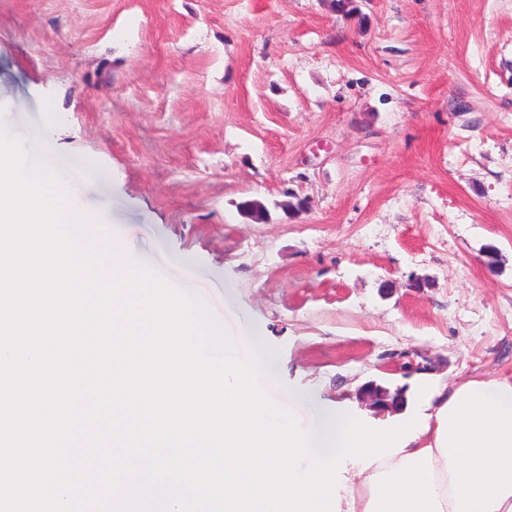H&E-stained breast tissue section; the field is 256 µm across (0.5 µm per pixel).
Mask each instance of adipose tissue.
Masks as SVG:
<instances>
[{
    "label": "adipose tissue",
    "instance_id": "ef3b65f1",
    "mask_svg": "<svg viewBox=\"0 0 512 512\" xmlns=\"http://www.w3.org/2000/svg\"><path fill=\"white\" fill-rule=\"evenodd\" d=\"M428 428L358 469L346 512H512V377L431 392Z\"/></svg>",
    "mask_w": 512,
    "mask_h": 512
}]
</instances>
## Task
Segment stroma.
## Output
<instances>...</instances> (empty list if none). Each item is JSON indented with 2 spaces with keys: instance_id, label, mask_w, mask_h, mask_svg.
<instances>
[{
  "instance_id": "1",
  "label": "stroma",
  "mask_w": 512,
  "mask_h": 512,
  "mask_svg": "<svg viewBox=\"0 0 512 512\" xmlns=\"http://www.w3.org/2000/svg\"><path fill=\"white\" fill-rule=\"evenodd\" d=\"M357 4L0 0V123L83 171L108 240L275 350L268 394L309 431L391 424L370 381L406 388L407 421L512 375V0Z\"/></svg>"
}]
</instances>
